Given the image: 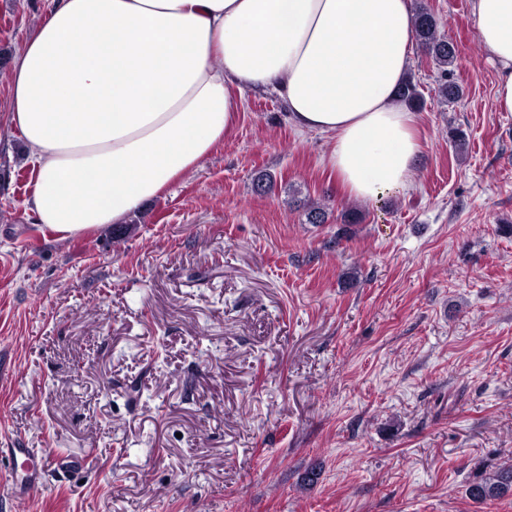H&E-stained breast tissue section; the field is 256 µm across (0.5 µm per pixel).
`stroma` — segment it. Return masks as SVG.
I'll return each mask as SVG.
<instances>
[{
  "instance_id": "obj_1",
  "label": "stroma",
  "mask_w": 512,
  "mask_h": 512,
  "mask_svg": "<svg viewBox=\"0 0 512 512\" xmlns=\"http://www.w3.org/2000/svg\"><path fill=\"white\" fill-rule=\"evenodd\" d=\"M420 2L463 94L415 48L421 161L379 204L337 188L330 135L247 90L162 197L59 240L0 120V487L7 449L47 457L0 512H512L468 494L512 463V113L473 0ZM48 8L0 0V113Z\"/></svg>"
}]
</instances>
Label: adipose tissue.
<instances>
[{
	"instance_id": "ef3b65f1",
	"label": "adipose tissue",
	"mask_w": 512,
	"mask_h": 512,
	"mask_svg": "<svg viewBox=\"0 0 512 512\" xmlns=\"http://www.w3.org/2000/svg\"><path fill=\"white\" fill-rule=\"evenodd\" d=\"M473 10L512 113V0ZM413 17V0H50L5 112L36 174L30 210L60 238L123 223L223 143L246 87L334 135L348 197L402 192L421 155L397 95Z\"/></svg>"
}]
</instances>
